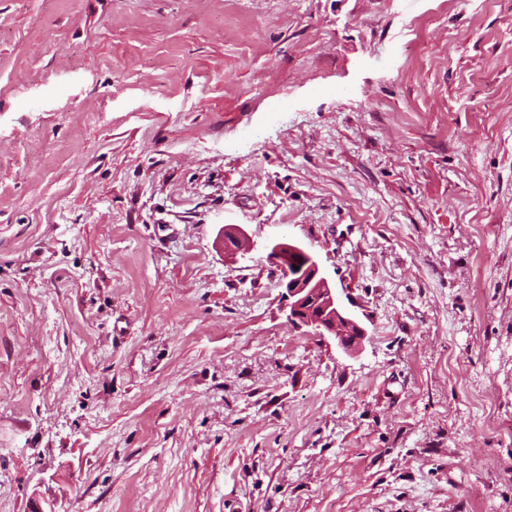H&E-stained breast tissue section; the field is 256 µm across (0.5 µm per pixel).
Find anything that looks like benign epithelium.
Segmentation results:
<instances>
[{
  "label": "benign epithelium",
  "mask_w": 512,
  "mask_h": 512,
  "mask_svg": "<svg viewBox=\"0 0 512 512\" xmlns=\"http://www.w3.org/2000/svg\"><path fill=\"white\" fill-rule=\"evenodd\" d=\"M267 258L281 272L291 324L311 327L321 336L328 334L347 351L360 344L366 336L364 328L343 307L312 253L278 242L270 247ZM290 263L297 269L289 270Z\"/></svg>",
  "instance_id": "obj_1"
}]
</instances>
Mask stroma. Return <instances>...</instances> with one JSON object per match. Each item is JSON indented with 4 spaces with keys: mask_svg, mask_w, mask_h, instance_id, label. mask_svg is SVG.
Listing matches in <instances>:
<instances>
[{
    "mask_svg": "<svg viewBox=\"0 0 512 512\" xmlns=\"http://www.w3.org/2000/svg\"><path fill=\"white\" fill-rule=\"evenodd\" d=\"M438 2L0 0V512H512V0ZM293 256H301V260L295 261ZM267 258L281 272L291 324L311 327L321 336H334L347 351L360 344L366 336L364 328L343 307L312 253L288 242H278L270 247ZM288 263L293 264V271L288 269Z\"/></svg>",
    "mask_w": 512,
    "mask_h": 512,
    "instance_id": "stroma-1",
    "label": "stroma"
}]
</instances>
